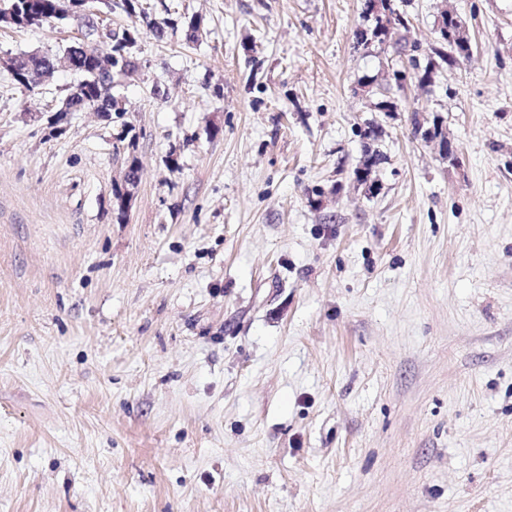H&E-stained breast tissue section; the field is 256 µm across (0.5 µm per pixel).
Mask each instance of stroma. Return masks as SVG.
Masks as SVG:
<instances>
[{"label":"stroma","instance_id":"stroma-1","mask_svg":"<svg viewBox=\"0 0 512 512\" xmlns=\"http://www.w3.org/2000/svg\"><path fill=\"white\" fill-rule=\"evenodd\" d=\"M111 3L121 118L0 64V512H512V0H393L423 85L366 0ZM128 32V30H123L121 34H112V31H110L107 34V38L110 40L109 51L107 53L112 55V58L115 59L114 65L118 68V72L119 70H122V68L126 65L124 63V59L126 62H129L130 64L138 66L134 57L131 58L125 56L124 58V54H127L128 50L134 44V38L132 41H130L127 36Z\"/></svg>","mask_w":512,"mask_h":512}]
</instances>
